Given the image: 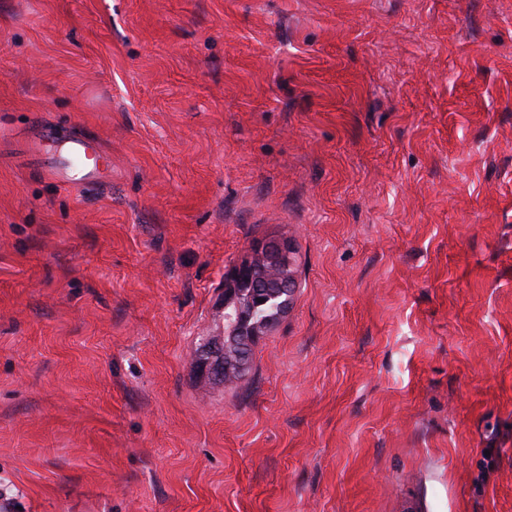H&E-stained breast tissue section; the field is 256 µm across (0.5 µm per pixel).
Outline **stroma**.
Returning <instances> with one entry per match:
<instances>
[{
  "label": "stroma",
  "instance_id": "obj_1",
  "mask_svg": "<svg viewBox=\"0 0 512 512\" xmlns=\"http://www.w3.org/2000/svg\"><path fill=\"white\" fill-rule=\"evenodd\" d=\"M97 138L98 189L19 156ZM295 288L228 383L224 280ZM512 512V0H0V506ZM257 255L252 262H247L237 269L229 286L227 282L224 283L225 294L237 297V323L243 329L249 322L248 309L252 306L254 299L259 297H264L266 301L282 299L286 288L290 287V282L294 279L287 245L269 242ZM258 266L265 268L266 276H253ZM269 288L281 290L272 292L268 290ZM280 314L281 310L271 303L258 306L254 311L253 320L248 324L249 328L254 324H258V328H261Z\"/></svg>",
  "mask_w": 512,
  "mask_h": 512
}]
</instances>
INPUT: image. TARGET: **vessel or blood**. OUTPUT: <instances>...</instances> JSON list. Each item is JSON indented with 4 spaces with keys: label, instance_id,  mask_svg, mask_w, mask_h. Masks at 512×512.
I'll return each instance as SVG.
<instances>
[{
    "label": "vessel or blood",
    "instance_id": "1",
    "mask_svg": "<svg viewBox=\"0 0 512 512\" xmlns=\"http://www.w3.org/2000/svg\"><path fill=\"white\" fill-rule=\"evenodd\" d=\"M33 149L40 174L51 181L95 189L112 178L111 167L96 162L101 153L96 138L77 134L62 141L44 125L34 135Z\"/></svg>",
    "mask_w": 512,
    "mask_h": 512
}]
</instances>
